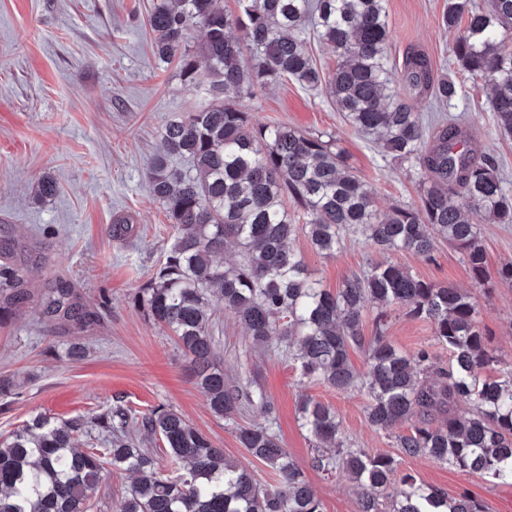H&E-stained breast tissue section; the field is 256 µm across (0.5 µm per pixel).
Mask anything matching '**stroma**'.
I'll list each match as a JSON object with an SVG mask.
<instances>
[{
  "label": "stroma",
  "mask_w": 512,
  "mask_h": 512,
  "mask_svg": "<svg viewBox=\"0 0 512 512\" xmlns=\"http://www.w3.org/2000/svg\"><path fill=\"white\" fill-rule=\"evenodd\" d=\"M155 2L0 0V250L9 249L11 262L24 266L29 278L27 302L0 321V375L22 386L19 397H0V439L40 413L70 420L118 402L136 411L163 404L208 434L226 458L269 482L270 469L250 457L232 426L210 412L173 337L131 303L173 241L174 229L147 177L161 130L204 101L182 81L176 63L153 54L148 19ZM447 4L387 0L391 62L402 69L407 55L419 51L435 76L456 82L458 94L450 103L419 97L413 104L427 121L462 119L478 149L495 158L512 194V138L495 130L485 79L462 70L448 51L442 24ZM244 105L254 122L332 136L378 210L417 202L418 168L390 160L355 133L326 90L309 91L286 80L258 90ZM46 177L58 191L43 198L36 186ZM120 217L136 224V237H113ZM480 240L487 262L478 318L489 348L503 366H512V286L499 281L501 266L512 262V224L481 223ZM292 247L308 273L332 290L379 257L360 237L347 238L333 256L319 255L304 236ZM391 260L429 282L473 286L474 274L459 249L444 240L432 259L396 253ZM59 279L71 284L79 302L98 311V322L79 329L44 313V295ZM387 335L404 350L426 346L441 362L449 360L426 321L392 312ZM213 336L225 376L245 391L259 382L273 401L275 429L323 512H355L358 488L347 475L314 467L316 450L297 415L307 396L335 409L352 447L396 457L400 470L417 481L452 497L469 493L485 512H512V483L425 456H402L392 434L369 425L363 393L303 383L280 353L253 347L231 315L217 312ZM73 343L84 346L81 359H69Z\"/></svg>",
  "instance_id": "35a3bbf8"
}]
</instances>
